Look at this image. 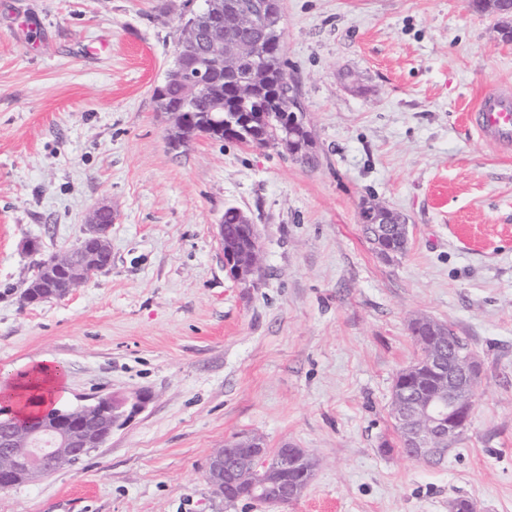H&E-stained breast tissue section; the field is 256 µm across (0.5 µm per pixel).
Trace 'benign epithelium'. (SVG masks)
Here are the masks:
<instances>
[{"label":"benign epithelium","instance_id":"1","mask_svg":"<svg viewBox=\"0 0 512 512\" xmlns=\"http://www.w3.org/2000/svg\"><path fill=\"white\" fill-rule=\"evenodd\" d=\"M243 23L235 16L234 25L226 24L208 31V47L203 54V65L219 62L220 53L236 52L252 59V66L240 79L239 86L262 78L263 56L257 45L240 37L230 39L231 27ZM107 205L95 208L87 218L84 239L94 240L101 247L110 245L111 225L99 223L101 211ZM361 223L374 225L379 235L397 234L404 238L408 234L406 219L380 204L364 205L360 212ZM217 236L224 252V262L233 259L239 250V240L228 236L225 225H217ZM258 239H253L249 254L238 262L237 277L246 281L258 275ZM54 265L67 270L70 288H78L91 279L86 263L69 258L57 259ZM428 364L436 370L448 372V387L431 397L416 394L409 397L403 393L390 401L392 419L399 427V437L405 447V455L412 460L435 464L444 459L447 448L439 447L448 441V448L467 428L470 405L480 380L477 362L470 356L463 358L453 350L442 351L427 357ZM151 399L145 391L130 395L112 394L99 396L89 404L72 410H55L38 428L27 431V447L17 445L19 424L15 415H7L0 423V487H11L21 481L34 482L48 471L70 467L83 457L103 447L112 432L128 425L147 406ZM293 446L285 444L270 452L264 439L254 433H242L225 441L224 447L215 449L207 464V479L212 490L224 496L225 484L245 483L251 497L269 503H288V488L281 486L280 472L288 467V451Z\"/></svg>","mask_w":512,"mask_h":512}]
</instances>
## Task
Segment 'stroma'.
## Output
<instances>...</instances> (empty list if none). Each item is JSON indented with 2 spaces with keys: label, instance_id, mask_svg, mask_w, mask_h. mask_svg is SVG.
Segmentation results:
<instances>
[{
  "label": "stroma",
  "instance_id": "35a3bbf8",
  "mask_svg": "<svg viewBox=\"0 0 512 512\" xmlns=\"http://www.w3.org/2000/svg\"><path fill=\"white\" fill-rule=\"evenodd\" d=\"M202 5L0 0V386L49 355L62 405L151 395L78 464L0 488V512H449L458 497L512 512V151L469 122L482 94L512 93L498 17L467 0H280L307 165L207 138L169 150L153 89ZM373 201L407 218L405 254L367 240ZM101 203L110 269L22 303L23 276L76 246ZM229 206L258 228L251 282L224 265ZM420 316L481 372L438 465L405 457L390 417ZM247 432L315 456L299 499L213 494L211 452Z\"/></svg>",
  "mask_w": 512,
  "mask_h": 512
}]
</instances>
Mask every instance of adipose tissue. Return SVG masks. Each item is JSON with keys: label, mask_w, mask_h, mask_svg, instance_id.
<instances>
[{"label": "adipose tissue", "mask_w": 512, "mask_h": 512, "mask_svg": "<svg viewBox=\"0 0 512 512\" xmlns=\"http://www.w3.org/2000/svg\"><path fill=\"white\" fill-rule=\"evenodd\" d=\"M66 371L52 356H43L39 363L23 373L11 387L0 390V399L16 413H23L26 402L49 407L63 393Z\"/></svg>", "instance_id": "1"}]
</instances>
